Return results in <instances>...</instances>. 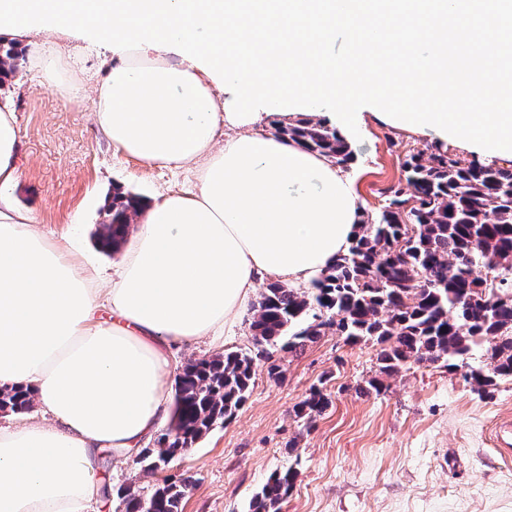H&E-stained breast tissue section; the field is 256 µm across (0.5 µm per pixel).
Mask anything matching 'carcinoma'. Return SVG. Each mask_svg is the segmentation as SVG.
Here are the masks:
<instances>
[{
  "label": "carcinoma",
  "instance_id": "1",
  "mask_svg": "<svg viewBox=\"0 0 512 512\" xmlns=\"http://www.w3.org/2000/svg\"><path fill=\"white\" fill-rule=\"evenodd\" d=\"M18 54L0 45V83L16 73ZM282 138L303 144L343 167L353 160L345 137L323 122L301 119L277 127ZM406 195L393 191L383 210L364 211L352 245L301 291L279 281L260 295L249 325L246 351L187 362L175 386L172 423L155 448H143L136 463L146 473L168 466L176 452L192 448L215 426L231 420L250 394L255 361L281 376L274 353L297 354L326 331L350 342L380 346V371L390 376L414 362L441 363L462 372L482 391L512 380V166L494 160L465 162L451 152L424 158L407 155ZM139 197L116 192L107 209L105 246L116 252L126 240ZM486 270L474 275L475 268ZM482 351L486 364L469 359ZM329 399L314 385L296 415L311 419ZM31 397L0 388V411L21 413ZM190 477H166L150 493L122 487L124 512H181ZM291 471L277 472L250 502L248 512H278L292 490Z\"/></svg>",
  "mask_w": 512,
  "mask_h": 512
}]
</instances>
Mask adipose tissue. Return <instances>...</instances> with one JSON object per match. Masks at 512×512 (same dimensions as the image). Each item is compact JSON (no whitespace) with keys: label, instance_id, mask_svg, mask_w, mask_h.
<instances>
[{"label":"adipose tissue","instance_id":"obj_1","mask_svg":"<svg viewBox=\"0 0 512 512\" xmlns=\"http://www.w3.org/2000/svg\"><path fill=\"white\" fill-rule=\"evenodd\" d=\"M216 85L167 52H123L94 90L100 134L147 164L198 167L197 191L146 204L110 283L8 190L18 131L0 107V387L41 420L0 426V512H92L96 461L164 420L176 355L223 341L265 277L298 285L346 253L355 191L331 158L258 132L217 141Z\"/></svg>","mask_w":512,"mask_h":512}]
</instances>
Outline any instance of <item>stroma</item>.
Masks as SVG:
<instances>
[{"label": "stroma", "mask_w": 512, "mask_h": 512, "mask_svg": "<svg viewBox=\"0 0 512 512\" xmlns=\"http://www.w3.org/2000/svg\"><path fill=\"white\" fill-rule=\"evenodd\" d=\"M54 58L72 90L46 80L44 63ZM118 62L111 46L56 34L25 54L0 86L19 131L14 202L34 210L48 237L71 233L106 281L120 258L99 237L113 191L153 202L197 188L194 167L142 163L94 127L89 96ZM358 130L349 140L355 159L345 174L359 209L371 214L385 206L386 188L405 186L402 163L410 152L449 148L369 115ZM377 353L373 342L350 344L329 331L301 354L276 353L280 378L257 363L235 417L170 464L169 474L194 480L182 512H247L272 474L287 468L296 480L279 512H512V460L489 440L496 422L512 418V381L485 394L427 362L384 376ZM376 377L382 392H366ZM317 384L330 405L313 419L297 417V405ZM98 469L115 488L133 482L148 492L159 481L129 456L100 457Z\"/></svg>", "instance_id": "35a3bbf8"}]
</instances>
